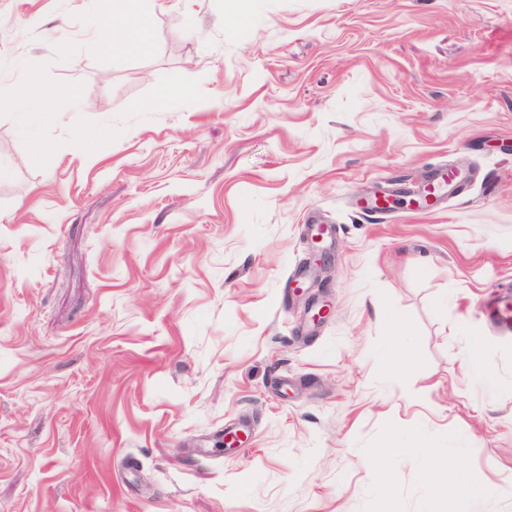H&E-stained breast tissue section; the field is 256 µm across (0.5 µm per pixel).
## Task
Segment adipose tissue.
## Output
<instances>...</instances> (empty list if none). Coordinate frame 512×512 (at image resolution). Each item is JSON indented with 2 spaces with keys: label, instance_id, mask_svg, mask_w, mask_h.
Here are the masks:
<instances>
[{
  "label": "adipose tissue",
  "instance_id": "1",
  "mask_svg": "<svg viewBox=\"0 0 512 512\" xmlns=\"http://www.w3.org/2000/svg\"><path fill=\"white\" fill-rule=\"evenodd\" d=\"M15 103L18 112L17 131L31 143V159L42 160L45 151L39 138V129L56 121L58 95L44 87L35 71L27 70L17 87Z\"/></svg>",
  "mask_w": 512,
  "mask_h": 512
}]
</instances>
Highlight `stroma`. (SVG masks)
I'll use <instances>...</instances> for the list:
<instances>
[{
	"label": "stroma",
	"instance_id": "obj_1",
	"mask_svg": "<svg viewBox=\"0 0 512 512\" xmlns=\"http://www.w3.org/2000/svg\"><path fill=\"white\" fill-rule=\"evenodd\" d=\"M123 2L0 0V512H460L464 470L512 512V399L464 374L476 336L512 381V0H140L115 51ZM417 426L434 472L389 452ZM111 30L140 48L146 39L147 21L138 7L132 6L120 14V23L114 25V19L110 23ZM22 76L15 97L18 112L17 131L32 145L30 158L40 161L45 151L39 139V129L57 120L58 94L45 88L35 71L24 70Z\"/></svg>",
	"mask_w": 512,
	"mask_h": 512
}]
</instances>
